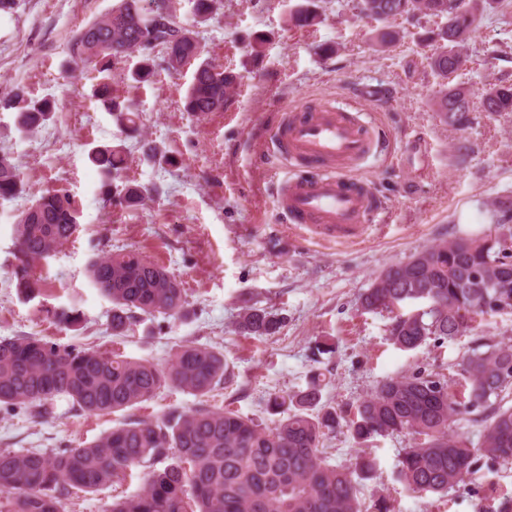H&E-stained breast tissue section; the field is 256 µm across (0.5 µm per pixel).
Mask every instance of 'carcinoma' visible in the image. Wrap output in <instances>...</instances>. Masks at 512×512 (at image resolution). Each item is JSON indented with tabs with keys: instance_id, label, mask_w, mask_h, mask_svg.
<instances>
[{
	"instance_id": "carcinoma-1",
	"label": "carcinoma",
	"mask_w": 512,
	"mask_h": 512,
	"mask_svg": "<svg viewBox=\"0 0 512 512\" xmlns=\"http://www.w3.org/2000/svg\"><path fill=\"white\" fill-rule=\"evenodd\" d=\"M194 25L208 22L221 0H188ZM354 8L379 21L403 18L420 22L443 18L428 31L434 51L430 70L448 80L467 60L466 46L475 31L474 8L464 0H355ZM295 26L320 22L317 11L304 8L292 17ZM400 31L381 28L376 42L395 46ZM136 53L139 61L125 74L138 85L155 80L159 70L178 72L198 62L184 97L183 110L202 116L220 112L237 75L200 60L197 32L182 23L171 0H119L112 11L86 25L68 45L75 61L95 63L109 76L115 66ZM93 94L127 135L140 132L139 116L100 82ZM489 114L512 112V84L494 83L485 92ZM468 91L445 83L433 99L440 121L458 131L473 122ZM1 110L16 112L20 132L43 127L53 105L18 91L0 99ZM89 161L112 181L121 177L126 154L120 145L100 144ZM24 191L18 165L0 155V200ZM152 189L131 182L118 193L119 204L135 208ZM495 232L484 237L441 240L407 261L385 266L360 296L364 312L391 314L393 344L415 350L428 341L469 336L476 317L512 312V201L492 203ZM77 212L69 194L51 190L25 209L16 224L15 263L9 274L18 298L40 294L33 266L55 255L78 232ZM482 276V293L469 287V276ZM87 277L112 303V335L124 337L136 314L179 318L187 292L165 266L133 249H110L92 258ZM404 305L415 309L401 312ZM76 330L82 312L73 307L52 313ZM283 320L263 309L247 307L236 324L250 336H273ZM462 390L452 391L445 375L421 371L380 382L359 399L352 417L342 420L332 406L321 404L325 387L320 375L307 388L269 399L280 415L274 427H263L235 411L209 404L230 378L224 352L207 346L180 345L163 366L130 359L118 351L62 344L42 336L0 338V409L31 418L55 413L65 399L89 414L114 413L153 400L174 387L201 398V405L173 412L154 422L120 423L95 442L79 448L0 450V512H65L69 498L120 484L134 467L147 465L140 491L112 500L105 512H368L358 497L361 482L374 477L378 462L358 454L354 461L332 466L323 457L329 435L344 426L357 445L378 436L405 433L411 443L400 459L399 476L406 489L423 496L442 494L473 472L478 456L512 463V407L499 405L512 392V345L479 343L458 363ZM478 410L483 413L478 444L451 431L452 424ZM164 461L161 469L154 463Z\"/></svg>"
}]
</instances>
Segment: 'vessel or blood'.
<instances>
[{
    "label": "vessel or blood",
    "mask_w": 512,
    "mask_h": 512,
    "mask_svg": "<svg viewBox=\"0 0 512 512\" xmlns=\"http://www.w3.org/2000/svg\"><path fill=\"white\" fill-rule=\"evenodd\" d=\"M273 143L290 164L310 171L289 176L277 193L279 209L295 228L342 242L360 236L382 212L371 186L350 174L380 146L366 112L332 101L299 103L290 107Z\"/></svg>",
    "instance_id": "vessel-or-blood-1"
}]
</instances>
